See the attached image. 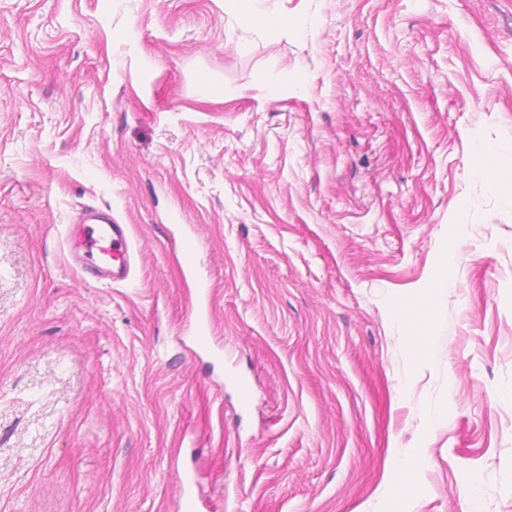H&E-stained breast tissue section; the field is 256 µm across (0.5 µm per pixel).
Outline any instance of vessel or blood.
<instances>
[{
	"mask_svg": "<svg viewBox=\"0 0 512 512\" xmlns=\"http://www.w3.org/2000/svg\"><path fill=\"white\" fill-rule=\"evenodd\" d=\"M70 254L89 274L108 270L112 281L128 280L131 273V248L120 224H72L66 234Z\"/></svg>",
	"mask_w": 512,
	"mask_h": 512,
	"instance_id": "obj_1",
	"label": "vessel or blood"
}]
</instances>
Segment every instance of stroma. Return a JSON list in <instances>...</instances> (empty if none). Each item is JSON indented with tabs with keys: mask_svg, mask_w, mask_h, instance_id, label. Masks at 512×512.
Returning a JSON list of instances; mask_svg holds the SVG:
<instances>
[{
	"mask_svg": "<svg viewBox=\"0 0 512 512\" xmlns=\"http://www.w3.org/2000/svg\"><path fill=\"white\" fill-rule=\"evenodd\" d=\"M266 8L0 0V512H512V0ZM235 7V10L239 16L248 22H256L259 25L265 27L267 32H278L283 27H288V22L283 23L282 21L276 24H270L266 22V12L264 10L265 0H231ZM65 241L85 273L107 269L113 282L129 279L131 248L123 224H69Z\"/></svg>",
	"mask_w": 512,
	"mask_h": 512,
	"instance_id": "35a3bbf8",
	"label": "stroma"
}]
</instances>
